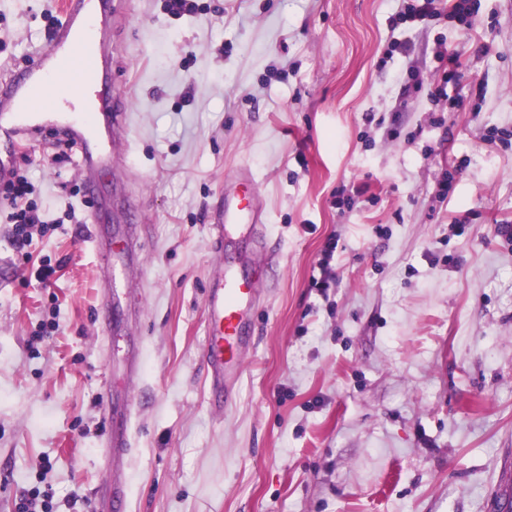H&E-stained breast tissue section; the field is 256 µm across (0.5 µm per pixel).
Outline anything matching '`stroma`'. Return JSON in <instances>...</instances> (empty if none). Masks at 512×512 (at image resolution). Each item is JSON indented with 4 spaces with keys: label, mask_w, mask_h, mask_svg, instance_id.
<instances>
[{
    "label": "stroma",
    "mask_w": 512,
    "mask_h": 512,
    "mask_svg": "<svg viewBox=\"0 0 512 512\" xmlns=\"http://www.w3.org/2000/svg\"><path fill=\"white\" fill-rule=\"evenodd\" d=\"M195 2L194 15L106 4L135 195L101 172L100 216L140 225L143 257L130 512H486L512 465V240L497 232L512 225V146L485 140L512 132V0H481L468 39L445 19L392 28L407 0ZM59 13V0H0V79L50 43ZM405 35L408 53H392ZM448 48L453 112L427 95ZM64 149L48 135L14 160L53 219L88 211ZM243 168L279 264L264 269L243 239L224 253L270 292L219 416L200 362L208 226ZM9 210L0 196V512L48 485L53 512H91L124 341L100 328L92 225L34 238L33 258L60 268L45 288L11 246ZM52 316L58 331L29 347Z\"/></svg>",
    "instance_id": "obj_1"
}]
</instances>
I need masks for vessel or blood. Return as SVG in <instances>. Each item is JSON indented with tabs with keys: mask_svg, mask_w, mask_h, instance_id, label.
Returning <instances> with one entry per match:
<instances>
[{
	"mask_svg": "<svg viewBox=\"0 0 512 512\" xmlns=\"http://www.w3.org/2000/svg\"><path fill=\"white\" fill-rule=\"evenodd\" d=\"M62 21L54 41L35 50L25 70L6 87L0 88V133L13 142L40 141L49 130L59 129L78 153L83 172L84 197L89 204V222L95 225L94 241L101 260L100 279L105 311L120 307L121 288L127 285L129 268L137 261L132 240L135 225L124 233L98 223L99 202L95 196V175L112 167L116 130L127 123L124 112L60 111L54 97L44 95L45 87L60 85L68 97L100 102L112 82V58L107 55L98 23L97 0H60ZM259 214L252 181L236 180L224 195V205L209 227L211 247L223 256L224 241L231 230L251 234L262 243ZM261 278L242 275L227 267L215 276L205 301L202 361L209 382L207 403L215 413L232 404V389L239 380L247 354L252 350L253 311L260 302ZM134 399L108 387L103 407L109 412L104 439L106 458L112 459L110 475L93 496L94 512H128L130 481L117 466L118 458L132 446L131 422Z\"/></svg>",
	"mask_w": 512,
	"mask_h": 512,
	"instance_id": "1",
	"label": "vessel or blood"
}]
</instances>
